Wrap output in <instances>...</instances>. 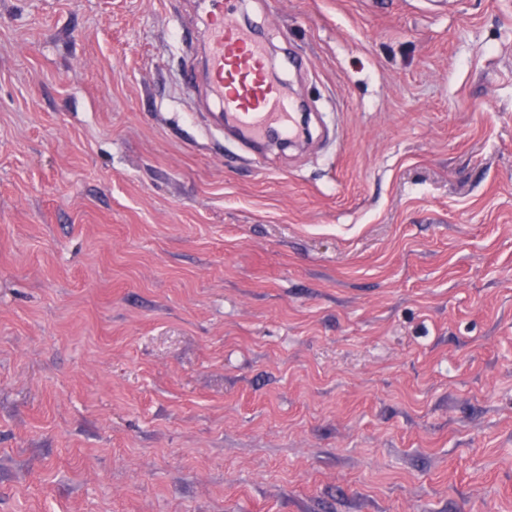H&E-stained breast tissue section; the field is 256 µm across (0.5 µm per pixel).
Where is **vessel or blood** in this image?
Listing matches in <instances>:
<instances>
[{
	"label": "vessel or blood",
	"mask_w": 512,
	"mask_h": 512,
	"mask_svg": "<svg viewBox=\"0 0 512 512\" xmlns=\"http://www.w3.org/2000/svg\"><path fill=\"white\" fill-rule=\"evenodd\" d=\"M203 2L208 36L205 87L221 106L226 123L254 143L271 135H295L296 108L271 72L297 68V60L286 54L269 66L256 30L237 21V0Z\"/></svg>",
	"instance_id": "b4317fda"
}]
</instances>
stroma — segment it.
I'll list each match as a JSON object with an SVG mask.
<instances>
[{
    "label": "stroma",
    "mask_w": 512,
    "mask_h": 512,
    "mask_svg": "<svg viewBox=\"0 0 512 512\" xmlns=\"http://www.w3.org/2000/svg\"><path fill=\"white\" fill-rule=\"evenodd\" d=\"M238 11L293 145L200 0H0V512H512V0ZM202 2L208 36L206 93L221 106L225 123L254 143L270 135H295L297 110L279 78L272 77L256 30L238 23L237 1Z\"/></svg>",
    "instance_id": "35a3bbf8"
}]
</instances>
